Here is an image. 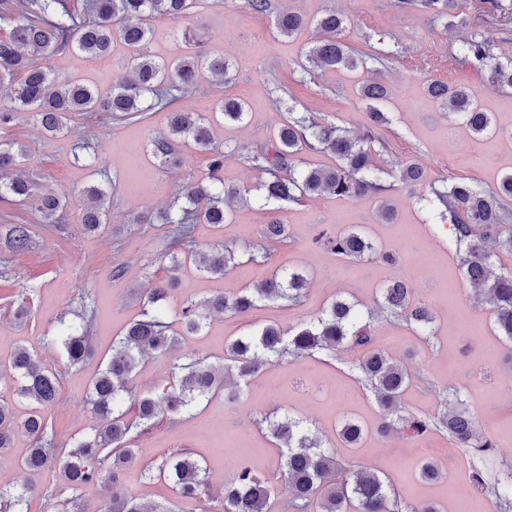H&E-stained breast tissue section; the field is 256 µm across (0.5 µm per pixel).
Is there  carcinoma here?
<instances>
[{
    "label": "carcinoma",
    "mask_w": 512,
    "mask_h": 512,
    "mask_svg": "<svg viewBox=\"0 0 512 512\" xmlns=\"http://www.w3.org/2000/svg\"><path fill=\"white\" fill-rule=\"evenodd\" d=\"M195 0H87L80 8L69 7V0H16L10 29L0 35V128L17 125L30 115L47 132L57 133L67 127L75 114L107 112L116 121H141L146 113L168 110V131L150 141L153 156L161 167L179 163L177 143L190 141L196 149L210 154V176L206 181H191L155 217H136L134 223L160 224L171 238L174 251L167 254L171 270L184 259L192 260L197 271L209 277H224L236 266L238 251L228 245L199 250L192 239L194 226L225 223L231 202L247 197L238 188L224 186L219 173L224 170V151L211 139L214 119L241 122L246 115L244 103L226 97L215 111L206 114L173 109L175 93L188 94L198 85L201 69L219 76L224 84L236 79L232 63L221 55L203 51V38L184 30L186 50L169 60L150 54L152 39L150 19L157 15L181 20L194 7ZM458 0H421L423 8L436 18H452L460 25L475 24L482 32L457 49L455 59L462 65H477L494 85L512 87V61L504 64L490 52L486 32L512 26V2L480 0L474 18L457 12ZM276 29L291 37L312 26L322 38L306 55L307 61L321 72L339 69L354 71L367 60L384 64L386 56L355 54L342 35L349 18L329 10L310 19L298 11L277 14ZM118 38L130 49L134 78L116 79L112 92L101 98L87 84L61 80L43 66L32 65L35 58L50 59L69 51H79L92 58L112 53V39ZM428 95L448 114L454 116L474 137L498 130L490 113L479 104L470 87L449 85L438 80L427 82ZM366 105L363 133L350 135L336 124L305 113L288 110L274 130V141L267 149L240 147L243 158L254 169L267 175L254 190L259 201L268 206L296 202L305 196L330 193L342 197L379 196L386 191L385 171L375 164L378 129L387 121L381 106L387 102V85L369 80L358 90ZM328 153L336 158L330 167H309L303 155ZM28 156L25 146L0 140V201L31 205L46 224L65 220L68 195L39 191L37 176L24 170ZM422 179L416 163L403 165L399 181L416 186ZM442 206L440 217L449 220L448 246L459 261L464 280L472 294L488 304L495 317L498 333L512 342V268L493 271V259L512 252V230L505 225V202L512 200V173L501 178L496 189L489 191L477 183L459 179L446 191L435 192ZM80 196L84 206L81 227L98 230L106 223L103 207L106 193L88 186ZM288 226L273 221L263 227L265 241H281ZM9 248L20 252L30 248L31 228L26 219L14 216L7 233ZM314 243L332 253L356 262L379 260L396 264L394 254L379 248L367 235L357 230L338 234L320 233ZM309 279L305 271L293 269L286 274L275 270L254 288L233 294H214L200 303L186 302L181 310V324L189 333H198L206 320L216 314L246 315L265 302L288 300L300 302L305 297ZM173 279L161 280L145 297L140 318L131 322L112 342V357L94 379L85 402L97 418L89 432L67 446L57 445L51 420L45 408L57 401L60 379L24 346H17L8 360L0 361L17 374V392L30 402L22 419L12 406L0 399V452L11 448L17 432L34 440L21 461L24 470L40 474L47 468L59 470L60 485L56 493L64 497L62 512H87L80 492L95 486L115 487L123 483L125 472L138 460L133 441L166 416L170 421L190 410L200 400L220 389L228 400L240 396L239 386L229 382L232 375L243 382L263 370L272 356L298 358L320 352L330 354L342 347L358 352L349 366L355 379L373 393L382 410L378 431L407 437L443 433L455 448L469 453V478L472 487L492 503V512H512V465L493 471L488 463L496 445L478 425L457 392L448 393L443 411L434 414H403L401 400L405 390L419 380L433 388L424 375H413L402 363L380 349L375 342L372 322L374 311L361 313L355 303L336 298L313 318L284 330L266 325L238 336L227 344L223 362L215 365L208 358L181 362L177 354L179 334L166 321ZM79 326L56 319L55 340L66 353L69 364L79 365L94 355L90 321L94 309L80 306ZM378 309L404 319L410 329L430 342L434 333V316L430 309L412 298L409 283L396 277L382 289ZM150 356L172 359L171 381L154 390L135 393L131 383L139 365ZM267 425L270 434L285 449L284 467L288 483L287 512H441L434 501L409 503L392 494L387 483L368 469L346 464L319 433L303 421L285 416H268L256 421ZM344 447L354 448L364 437V428L353 420L344 421L337 430ZM150 480L167 481L183 501H197L208 495L206 469L187 450L162 456L144 468ZM42 491L41 486L18 490L11 483L0 482V512H28V495ZM110 512H175L174 509L146 504L126 493L112 494ZM213 512H274L273 489L249 464L237 466L224 482L218 508Z\"/></svg>",
    "instance_id": "cac0c4a2"
}]
</instances>
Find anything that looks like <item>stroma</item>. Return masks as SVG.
I'll list each match as a JSON object with an SVG mask.
<instances>
[{"instance_id": "35a3bbf8", "label": "stroma", "mask_w": 512, "mask_h": 512, "mask_svg": "<svg viewBox=\"0 0 512 512\" xmlns=\"http://www.w3.org/2000/svg\"><path fill=\"white\" fill-rule=\"evenodd\" d=\"M275 5L310 18L329 9L344 12L351 21L347 42L371 55H388V63L371 62L354 72L312 77L303 66L315 38L313 31L288 38L277 34L272 16L248 10L243 0H197L190 26L234 64L238 78L226 85L202 72L197 91L181 97L178 107L208 112L226 96L244 103L246 121L214 124L212 138L224 151L225 184L245 191L262 175L238 153L239 145L267 143L289 107L358 130L365 119V106L358 98L359 82L384 80L391 102L386 107L389 122L378 132L382 146L376 160L385 171L395 218L390 222L379 219L378 202L370 196L322 194L266 208L254 201L240 203L223 228L196 225L194 238L203 250L222 243L239 250L259 245L263 225L273 220L287 224L289 238L273 248L269 263L244 262L221 278L205 277L193 264L184 265L177 274L169 312L178 311L187 300L238 292L276 268L305 270L310 286L298 306L275 301L246 318L226 314L210 319L201 333L184 336L181 353L220 357L236 336L266 324L285 329L296 326L335 297L373 306L388 280L409 278L415 299L434 314L435 335L430 342H423L401 318L386 312L375 321V334L380 339L396 337L391 355L411 370L424 373L436 388L429 391L411 384L402 406L410 413L432 414L439 410L442 394L457 390L479 417L483 430L495 438L492 466L502 469L512 463V342L497 335L491 307L471 295L457 257L434 226L435 208L429 197L432 188L446 187L457 178L494 188L502 175L512 172V141L491 134L471 137L427 96L424 84L436 79L472 87L497 127L507 130L512 128V88L489 84L484 71L454 60L453 50L476 34V26L449 32L445 19L433 18L419 7L401 9L398 0H276ZM88 62L82 53L66 52L52 57L48 65L58 77L109 93L111 73L89 77ZM70 126L67 132L48 133L28 120L0 129L1 140L14 139L30 147L27 166L40 174L44 189L71 196L68 219L62 224L42 223L38 213L25 210L32 244L24 253L13 252L6 243L9 206L0 202V268L9 267L11 275L10 288H0V357L24 346L59 372L58 399L47 414L61 443L71 442L94 426L83 398L102 368V359L112 355V338L140 314V291L168 276L166 263L159 260L167 246L162 227L135 223V216L164 208L184 182L208 176L207 154L187 143L180 147L181 167L158 166L149 139L166 132L165 112L152 113L145 121L123 123L104 113L90 121L75 116ZM410 162L422 167L424 182L405 188L399 185L397 175ZM89 185L107 193V223L93 233L84 232L79 221L82 202L77 192ZM406 225L414 227L415 236L402 237ZM347 229L363 230L381 249L395 253L397 264L348 263L312 243L319 231ZM117 267L123 270L118 278L112 275ZM83 291L97 301L92 325L95 354L71 367L53 339L52 324L62 313L79 309L78 296ZM19 294L28 296L33 304L24 321L13 319L6 302L7 297ZM354 358V353L346 350L333 358L321 353L297 360L274 358L242 388L238 400L227 401L219 391L183 414L177 423L155 424L135 441L139 464L128 471L125 492L159 505L169 504L174 495L168 484L144 480L141 467L160 455L186 449L206 467L211 496L184 504V512H211L212 496L219 494L243 456L270 481L276 506H283L288 489L282 450L256 421L287 413L317 426L332 442L344 420L360 421L366 434L359 447L338 446V456L375 470L401 499L411 503L429 499L446 510L455 491L470 493L467 458L442 435L408 440L399 435L384 439L374 433L380 411L370 390L349 374ZM426 456L436 460L444 472L439 483H423L416 473L417 464Z\"/></svg>"}]
</instances>
